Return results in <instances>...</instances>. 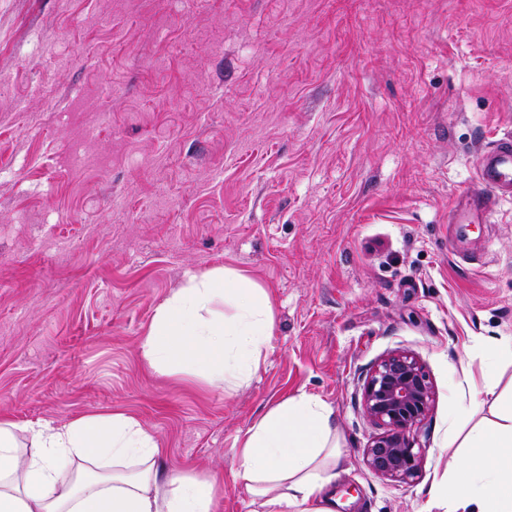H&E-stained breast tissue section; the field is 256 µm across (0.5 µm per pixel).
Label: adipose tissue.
<instances>
[{
	"mask_svg": "<svg viewBox=\"0 0 512 512\" xmlns=\"http://www.w3.org/2000/svg\"><path fill=\"white\" fill-rule=\"evenodd\" d=\"M224 300L231 315L216 314ZM273 329L265 289L250 277L214 269L191 276L158 306L141 354L168 375L186 368L234 388L261 366ZM451 460L425 512H512V391L477 386L472 373L452 387ZM489 415L472 417L481 406ZM333 409L299 392L271 407L243 437L237 479L248 512H332L340 447ZM488 462L470 463L473 449ZM153 434L121 412L81 416L56 426L0 415V512H222L214 483L157 467ZM89 461L93 470L73 465Z\"/></svg>",
	"mask_w": 512,
	"mask_h": 512,
	"instance_id": "obj_1",
	"label": "adipose tissue"
}]
</instances>
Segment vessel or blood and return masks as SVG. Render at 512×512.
<instances>
[{"label":"vessel or blood","mask_w":512,"mask_h":512,"mask_svg":"<svg viewBox=\"0 0 512 512\" xmlns=\"http://www.w3.org/2000/svg\"><path fill=\"white\" fill-rule=\"evenodd\" d=\"M512 190V141L494 144L480 151L477 186L459 203L462 213L477 219L489 212V191Z\"/></svg>","instance_id":"b4317fda"}]
</instances>
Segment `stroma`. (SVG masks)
Listing matches in <instances>:
<instances>
[{
  "label": "stroma",
  "mask_w": 512,
  "mask_h": 512,
  "mask_svg": "<svg viewBox=\"0 0 512 512\" xmlns=\"http://www.w3.org/2000/svg\"><path fill=\"white\" fill-rule=\"evenodd\" d=\"M512 137V0H0V412L137 419L165 471L247 512L238 440L305 391L334 409V512H423L463 370L512 386V194L455 224ZM227 268L273 336L230 390L141 355L157 307ZM433 383L421 476L385 478L360 400L387 353Z\"/></svg>",
  "instance_id": "35a3bbf8"
}]
</instances>
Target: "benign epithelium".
Returning <instances> with one entry per match:
<instances>
[{
  "label": "benign epithelium",
  "mask_w": 512,
  "mask_h": 512,
  "mask_svg": "<svg viewBox=\"0 0 512 512\" xmlns=\"http://www.w3.org/2000/svg\"><path fill=\"white\" fill-rule=\"evenodd\" d=\"M434 386L421 360L394 351L372 368L362 385L365 414L383 432L364 448L368 467L378 475L402 481L416 479L423 465L422 448L413 430L429 415Z\"/></svg>",
  "instance_id": "obj_1"
}]
</instances>
